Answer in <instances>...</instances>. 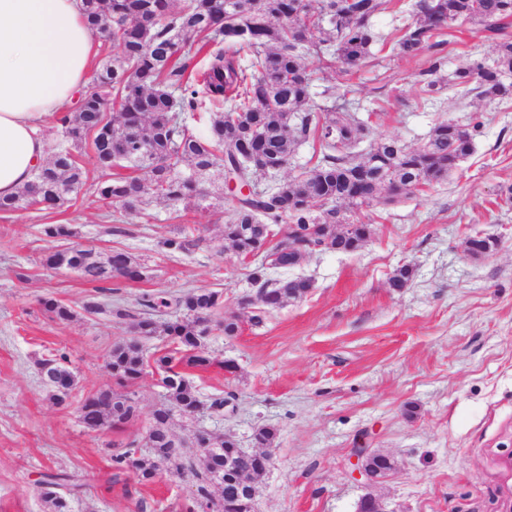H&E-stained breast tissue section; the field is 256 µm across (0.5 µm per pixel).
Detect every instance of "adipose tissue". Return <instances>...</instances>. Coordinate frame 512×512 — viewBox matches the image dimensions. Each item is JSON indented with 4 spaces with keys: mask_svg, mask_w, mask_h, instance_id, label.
<instances>
[{
    "mask_svg": "<svg viewBox=\"0 0 512 512\" xmlns=\"http://www.w3.org/2000/svg\"><path fill=\"white\" fill-rule=\"evenodd\" d=\"M81 0H0V198L47 156L42 129L87 83L95 40Z\"/></svg>",
    "mask_w": 512,
    "mask_h": 512,
    "instance_id": "1",
    "label": "adipose tissue"
}]
</instances>
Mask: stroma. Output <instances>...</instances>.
Segmentation results:
<instances>
[{
  "label": "stroma",
  "instance_id": "1",
  "mask_svg": "<svg viewBox=\"0 0 512 512\" xmlns=\"http://www.w3.org/2000/svg\"><path fill=\"white\" fill-rule=\"evenodd\" d=\"M480 26L456 25L438 48L444 72L471 55H495ZM423 62L376 53L355 79L348 100L373 113L364 142L397 138L420 144L445 119L477 114L484 123L469 156L442 185L413 191L400 202L362 209L373 234L356 253L306 256L296 267L313 287L303 298L252 325L238 300L256 286L252 261L224 245V219L233 200L222 176L206 181L203 209L157 202L143 216L100 208L102 173L84 158L87 183L77 201L57 210L0 213V512H49L39 480L47 471L81 477L86 485L73 512H184L195 491L191 477L162 466L153 482L116 475L113 446H145L154 409L164 400L158 375L131 388L137 418L123 431L93 433L72 408L51 397L41 360L65 355L77 377L78 401L114 386L107 366L113 345L128 339L116 305L135 308L145 293L223 291L220 316L240 318L238 335L212 327L204 344L213 359L188 370L201 400L233 393L234 410L174 417L171 431L184 455L206 428L233 433L254 450V431L277 430L270 467L258 485L255 512H356L367 494L385 512H507L512 507V100L488 103L441 91L436 105L419 103ZM66 225L75 241L101 255L119 250L144 269L120 294L97 293L66 270H51L57 245L43 229ZM187 229L203 239L172 253L166 238ZM498 240L474 258L465 242L475 232ZM413 265L408 288L388 286L393 270ZM70 305L67 323L41 305ZM104 304L88 314L89 298ZM234 364L226 373L224 363ZM388 455L396 471L367 485L350 477L354 449Z\"/></svg>",
  "mask_w": 512,
  "mask_h": 512
}]
</instances>
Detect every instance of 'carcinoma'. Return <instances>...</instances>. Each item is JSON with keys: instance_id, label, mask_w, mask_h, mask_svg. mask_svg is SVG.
Returning a JSON list of instances; mask_svg holds the SVG:
<instances>
[{"instance_id": "carcinoma-1", "label": "carcinoma", "mask_w": 512, "mask_h": 512, "mask_svg": "<svg viewBox=\"0 0 512 512\" xmlns=\"http://www.w3.org/2000/svg\"><path fill=\"white\" fill-rule=\"evenodd\" d=\"M83 2L91 26L116 53L101 61L74 107L57 116L60 140L54 157L15 196L0 199V212L52 210L77 200L85 177L79 157L83 149L92 152L103 173L97 202L140 214L157 199L203 207L208 194L202 179L224 163L241 183L253 187L249 195L237 196L224 223V240L238 255L259 260L251 273L256 294L238 301L241 308L255 310L250 317L255 324L262 322L261 314L284 308L310 287L304 277L274 278L268 271L291 270L304 253L361 249L372 228L359 211L448 181L483 127L477 116L463 124L447 119L416 147L391 138L376 140L358 154L354 149L367 122L355 112L336 111L334 85L321 91L323 103L313 102L307 58L338 71L348 87L373 61L374 46L391 42L399 55L414 58L444 45L441 36L454 24L472 23L498 40L494 59L476 55L440 77L443 61L435 57L420 71L421 92L430 97L447 88L461 99L512 98V39L506 33L512 0H415V23L392 38L375 29L373 18L386 9L405 8L402 0H186L181 8L175 0ZM205 47L211 48L206 64L196 76L188 75L186 60ZM204 118L209 122L205 134L195 128ZM307 142L319 146L312 166L255 189L257 177L268 174L266 166L288 163ZM115 168L132 173H115ZM275 224L288 225L283 247L267 240V229ZM44 233L67 241L45 257L50 269L76 271L104 284L143 277L142 266L128 254L114 251L103 257L69 241L72 233L63 224L48 225ZM198 244L183 232L163 242L171 252H188ZM414 277V267L404 264L388 284L400 290ZM137 304L136 313L120 305L112 309L117 318L131 321L133 333L108 354L116 383L126 387L145 374L142 339L163 333L177 345L175 353L154 359L165 395L152 414L147 448L120 443L122 451L112 456L115 469L149 482L161 465L180 456L170 431L174 415L191 418L201 408L220 411L227 403L222 397L204 403L184 374L186 368L214 364L203 339L224 295L208 288L169 297L144 293ZM42 306L59 322L74 316L70 306L52 297L42 299ZM162 308H173L179 316L161 329L153 313ZM39 372L56 403L70 405L69 395L58 388L60 383L70 390L76 386L65 356L42 360ZM75 412L89 431L118 432L137 416V404L129 392L106 389L80 401ZM276 438L273 427L256 429L254 442L265 449L262 458L240 448L229 434L201 437L209 454L177 464L196 487L186 512H196L198 504L209 512H249ZM367 465L379 478L394 468L389 457L376 452L368 454ZM213 486L221 490L220 497H213ZM83 487L77 476L63 472L48 471L40 481L53 512H72L71 503Z\"/></svg>"}]
</instances>
